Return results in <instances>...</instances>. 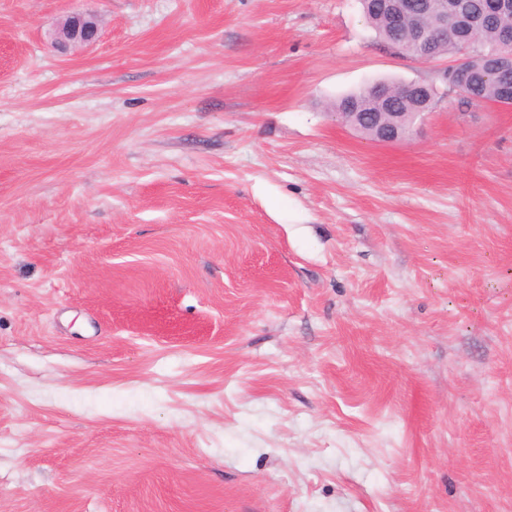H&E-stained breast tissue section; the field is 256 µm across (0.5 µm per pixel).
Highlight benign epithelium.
<instances>
[{"mask_svg": "<svg viewBox=\"0 0 512 512\" xmlns=\"http://www.w3.org/2000/svg\"><path fill=\"white\" fill-rule=\"evenodd\" d=\"M384 14L393 28L403 23H412L409 36L401 43L392 45V49L419 62L428 63L429 48L441 39L455 38L461 28L471 32L485 27L492 17L512 11V0H481L479 10L467 12L457 0H424L420 5L416 0H380ZM100 34V20L93 13L76 14L68 17L52 35L53 44L62 51L75 46H89L95 43ZM512 57V33L502 35L500 51L487 56L488 73H495L498 61ZM381 120L375 141L393 143L409 136L416 119H425L426 112L411 115L409 125H404L401 114L397 112H357L350 109L339 113L340 121L354 129L365 123L370 116Z\"/></svg>", "mask_w": 512, "mask_h": 512, "instance_id": "benign-epithelium-1", "label": "benign epithelium"}]
</instances>
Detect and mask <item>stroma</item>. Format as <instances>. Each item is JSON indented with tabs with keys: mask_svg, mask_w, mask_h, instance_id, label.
<instances>
[{
	"mask_svg": "<svg viewBox=\"0 0 512 512\" xmlns=\"http://www.w3.org/2000/svg\"><path fill=\"white\" fill-rule=\"evenodd\" d=\"M449 63L359 0H0V512H512V106L333 111ZM100 34V20L96 14L85 13L68 17L52 35L53 44L62 51L75 46H89ZM392 90L390 96V90ZM376 84L370 88V94L379 103L385 104L390 96L389 104L385 109L374 111L372 108H367L362 112H355V107H351L350 112H347L350 104L353 101H364L369 96L366 90L349 93L336 101L335 111L339 113L340 121L356 130L363 124L368 123L371 115L378 117L379 127L378 134L372 140L379 143H393L400 141L409 136L413 131V126L417 118L423 121L430 110L426 109L423 112H415L411 115L409 125L404 127L401 114L399 112H414L416 109L417 101L412 95H404L400 90L398 83H385ZM383 118H388L387 121L381 122Z\"/></svg>",
	"mask_w": 512,
	"mask_h": 512,
	"instance_id": "1",
	"label": "stroma"
}]
</instances>
